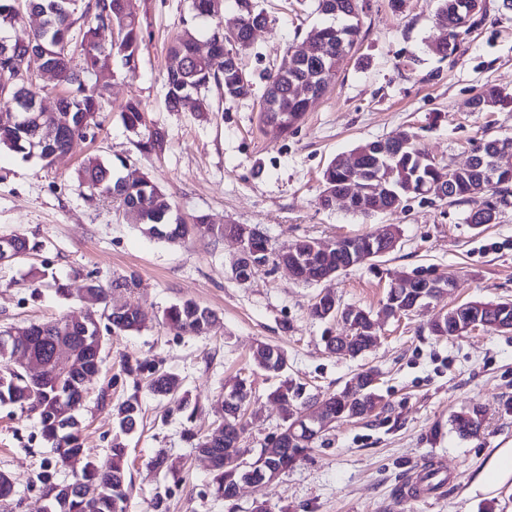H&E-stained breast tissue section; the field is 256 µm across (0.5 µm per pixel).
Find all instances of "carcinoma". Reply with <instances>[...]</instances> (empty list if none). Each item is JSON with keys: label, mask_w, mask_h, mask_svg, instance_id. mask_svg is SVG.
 <instances>
[{"label": "carcinoma", "mask_w": 512, "mask_h": 512, "mask_svg": "<svg viewBox=\"0 0 512 512\" xmlns=\"http://www.w3.org/2000/svg\"><path fill=\"white\" fill-rule=\"evenodd\" d=\"M39 9L43 21L41 27L32 31L25 40H10L0 36V90L9 84V94L34 98L41 96L42 88L31 77L20 75L23 66V46L30 42L41 45L50 62L58 72V81L65 88L59 102L71 113V125L60 137L44 146L34 145V130L37 122H45L44 113L35 110L27 113L20 127L0 129V148L8 149L27 159L32 156L51 163L56 153L68 151L77 139H93L101 130L99 114L103 103L111 94V61L119 56L129 71L137 68L141 45V28L136 15L125 11L122 0H30ZM320 13L330 17L331 22L317 29L312 45L303 58L295 62L286 73L279 71L268 75L266 90L262 96L260 112L263 122L268 114L279 115L280 124L274 126L277 134L288 135L311 110L310 100L319 97L315 88L317 70L325 65L340 68L356 46L361 33V0H316ZM235 14L241 25L234 33L224 28V0H191L196 17L216 20L209 38L210 52L198 54L195 43L182 37L174 40L168 50L165 75L166 100L170 110L179 112L185 108L184 100L192 98V111L208 112L210 105L204 95L211 86L222 90L229 99L252 95L253 84L245 85L238 76L239 64L224 67V52L236 51L251 43V27L258 19L268 22L264 12L256 9L254 0H234ZM483 12L482 0H440L435 22L447 28L445 38L430 46L433 53L443 57L455 55L458 49V23L466 20L477 22V14ZM80 52V65H74V53ZM305 85L312 89L311 95L300 94L297 88ZM512 104V94L491 84L484 85L473 99V109L485 112L491 108ZM121 120L129 130L145 125V108L137 100L128 101L121 111ZM409 145L396 151L390 163L406 172L413 184L412 192L399 191L391 196H378L369 191H358L350 197L349 209L369 216L379 210L392 212L409 194L419 195L432 182H443L452 203L470 206L467 223L494 224L498 219V205L508 202L512 196V175L493 173L485 168H452L439 165L415 142V136L404 132ZM115 165L98 160L88 163L81 171V179L89 189V199L94 200L103 192H110L125 213L134 210L145 218L146 232L158 238L166 237L170 231L180 232L185 240L199 236L222 237L224 225L206 224L207 217L199 215L192 223L171 217V204L160 187L149 177L126 181L114 177ZM348 174L331 161L323 172V190L320 205L326 207L329 198L346 190ZM87 300L100 308L102 315L113 317L112 304L107 291L98 284L86 286ZM487 322L494 323L499 317L512 318V301L483 303ZM138 308L128 305L114 320L107 321V333H121L138 329ZM210 310L192 300H186L168 308L165 318L169 324L184 333L201 335L208 330ZM352 341L346 354L354 357L366 345L365 337L358 335V328L348 324ZM71 366L57 383L36 384L22 369L5 373V382H0V404H20L34 413L44 437L58 449L54 462L47 466H58L67 460L79 464L78 478L87 483L89 496L61 503L56 497L50 503V512H125L129 496L125 468V448L116 440L112 444L109 460L98 464L86 460L79 444L81 423L71 406L85 390L88 379L97 373L101 361L76 348ZM237 404H224L221 418L224 422V443L219 445L222 455L215 457L213 482L217 491L226 499L234 497V488L240 479L235 465L225 458L240 453L238 441L246 431ZM122 432L133 431L138 423L140 407L137 401L127 400L117 410ZM460 435L477 436L482 428L478 408L458 415L454 419Z\"/></svg>", "instance_id": "carcinoma-1"}]
</instances>
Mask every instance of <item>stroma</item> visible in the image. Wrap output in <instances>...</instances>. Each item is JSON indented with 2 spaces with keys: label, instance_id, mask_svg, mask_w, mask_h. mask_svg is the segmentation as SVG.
<instances>
[{
  "label": "stroma",
  "instance_id": "stroma-1",
  "mask_svg": "<svg viewBox=\"0 0 512 512\" xmlns=\"http://www.w3.org/2000/svg\"><path fill=\"white\" fill-rule=\"evenodd\" d=\"M266 27L239 61L254 94L227 99L209 89L207 114L173 112L165 98L167 48L191 30L207 51L211 21L193 19L191 0H131L141 24L136 72L113 58L112 95L95 141L76 142L51 165L0 150V236H24L40 247L0 262V333L31 323L84 319L80 294L88 282L107 288L114 302L143 316L139 330L106 339L105 360L86 386L80 409L85 458L109 456L117 432L115 411L128 398L141 406L137 429L126 436V470L132 484L126 512H512V475L482 491L472 484L498 453L512 449V332L475 331L438 337L429 322L440 310L468 301L512 300V203L497 223L474 227L468 205L435 194L403 201L394 213L369 217L344 201L318 204L322 174L341 153L360 143L407 130L436 162L464 165L474 140L512 133V106L476 112L472 98L486 84L512 91V6L483 0L482 20L463 34L455 57L429 46L442 37L434 23L437 0H366L359 41L346 63L325 76L326 94L288 136L260 119L269 72L286 61L288 47L325 24L312 0H256ZM145 105L146 126L125 128L119 116L128 100ZM161 130L167 148L147 154L139 144ZM123 158L124 176H148L184 217L205 214L214 224H256L278 252L300 237L336 240L375 234L398 225L396 248L372 262L340 271L320 283L295 281L272 264L249 281L232 274L239 246L231 237L182 244L150 237L110 200L88 201L79 174L88 161ZM454 275L456 286L429 307L388 319L377 344L358 357L329 352L325 338L347 333L339 320L314 317L323 293L343 307L378 310L392 282L414 271ZM191 299L213 311L218 323L202 336L177 331L165 320L173 304ZM281 348L288 367L275 376L257 368L258 343ZM381 375L380 408L338 422L310 450L263 487L241 485L236 497L218 496L210 465L189 434L206 436L225 398L224 387L246 378L253 394L248 430L240 446L254 462L285 425V409L272 398L282 381L312 394L340 390L363 369ZM148 370L175 374L178 398L153 394ZM192 406L179 411L178 399ZM479 408V436H460L454 414ZM163 467H156L157 455ZM52 455L34 415L0 405V471L14 482L0 512H43L41 477ZM434 465L443 483L413 491L420 468Z\"/></svg>",
  "mask_w": 512,
  "mask_h": 512
}]
</instances>
